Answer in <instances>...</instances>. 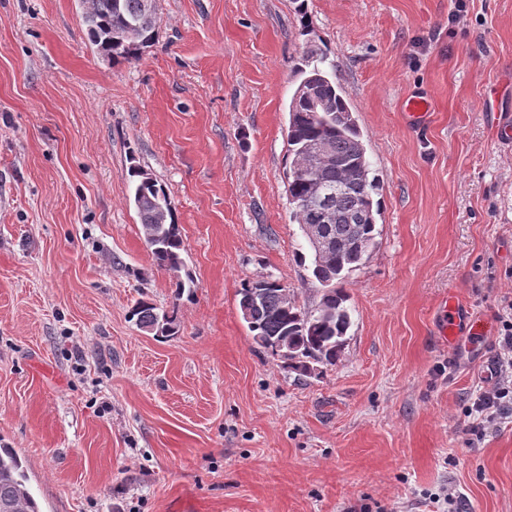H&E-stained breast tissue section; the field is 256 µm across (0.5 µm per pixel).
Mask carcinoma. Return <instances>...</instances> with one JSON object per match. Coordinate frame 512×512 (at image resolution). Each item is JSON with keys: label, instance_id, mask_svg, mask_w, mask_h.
Segmentation results:
<instances>
[{"label": "carcinoma", "instance_id": "cac0c4a2", "mask_svg": "<svg viewBox=\"0 0 512 512\" xmlns=\"http://www.w3.org/2000/svg\"><path fill=\"white\" fill-rule=\"evenodd\" d=\"M87 34L98 54L113 60L140 58L155 42L158 20L155 0H81ZM324 53L304 52L296 68V88L288 107L287 144L290 157L288 201L298 224L310 223L305 203L319 184L345 190L336 200L332 246L310 252L314 278L322 286L318 307L306 310L286 295L288 288L271 277L243 284L239 310L254 343L282 359L300 377L312 376L336 363L352 320L343 288L346 276L363 265L374 244L379 203L372 197L377 179L345 92ZM325 143L335 154L324 162L315 146ZM130 201L157 264L174 279L175 299L193 293L194 279L182 274L184 241L175 208L165 187L141 166L129 168ZM129 319L156 337L173 336L176 316L159 312L147 298L135 302ZM27 468L11 448H0V512H41L31 493Z\"/></svg>", "mask_w": 512, "mask_h": 512}]
</instances>
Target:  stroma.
Instances as JSON below:
<instances>
[{"mask_svg": "<svg viewBox=\"0 0 512 512\" xmlns=\"http://www.w3.org/2000/svg\"><path fill=\"white\" fill-rule=\"evenodd\" d=\"M113 63L77 0H0V447L42 512H512V403L482 438L512 300V0H156ZM326 52L359 127L379 234L344 283L334 366L298 377L238 306L272 277L317 308L288 204V104ZM431 103L425 124L409 95ZM174 204L194 278L175 299L129 201ZM174 311L159 339L128 317ZM460 322L439 334L445 303Z\"/></svg>", "mask_w": 512, "mask_h": 512, "instance_id": "35a3bbf8", "label": "stroma"}]
</instances>
